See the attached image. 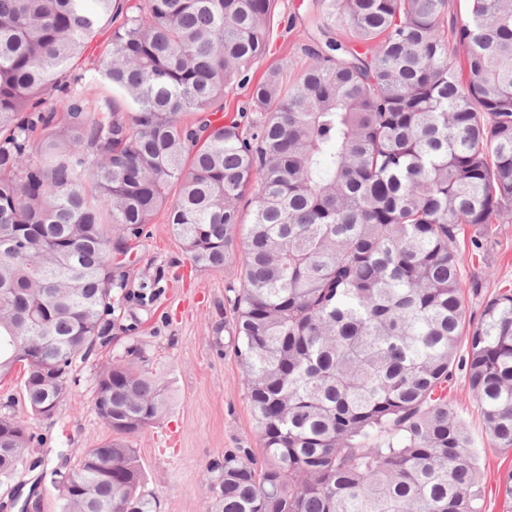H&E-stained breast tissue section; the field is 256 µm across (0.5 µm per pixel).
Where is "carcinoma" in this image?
<instances>
[{
	"label": "carcinoma",
	"mask_w": 512,
	"mask_h": 512,
	"mask_svg": "<svg viewBox=\"0 0 512 512\" xmlns=\"http://www.w3.org/2000/svg\"><path fill=\"white\" fill-rule=\"evenodd\" d=\"M274 4L0 0V376L23 363L30 410L59 408L111 326L113 252L166 209L197 266L240 268L262 456L224 453L215 512H481L448 389L465 370L512 450V289L459 356L454 243L512 210V0H467L458 29L448 0H315L324 44L292 80L281 65L255 82ZM114 14L94 73L59 81ZM91 81L107 91L94 109ZM234 88L254 131L216 122ZM97 384L113 437L54 472L63 512H156L131 438L166 390L132 359ZM31 441L0 411L1 483Z\"/></svg>",
	"instance_id": "cac0c4a2"
}]
</instances>
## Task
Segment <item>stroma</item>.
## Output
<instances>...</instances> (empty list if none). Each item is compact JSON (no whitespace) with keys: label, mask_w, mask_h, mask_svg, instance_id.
I'll return each instance as SVG.
<instances>
[{"label":"stroma","mask_w":512,"mask_h":512,"mask_svg":"<svg viewBox=\"0 0 512 512\" xmlns=\"http://www.w3.org/2000/svg\"><path fill=\"white\" fill-rule=\"evenodd\" d=\"M311 5L312 0H276L273 39L255 64V75L274 64L294 69L305 64L302 48L314 37ZM457 254L466 316L475 320L499 290L512 289V216L466 229ZM112 266L122 282L114 291L112 331L77 364V382L57 412L49 417L31 412L22 371L0 379V404L11 403L34 437L12 479L0 485V512H61V493L48 474L73 468L85 449L109 437L94 409L96 374L102 364L125 359L135 345L144 352L143 369L169 395L163 418L133 441L159 512H210L225 451L261 446L235 355L236 269L197 268L164 211L153 217L147 235L113 255ZM449 398L479 452L483 512H512L502 488L503 477L512 471V451L499 449L486 436L463 372L455 373Z\"/></svg>","instance_id":"35a3bbf8"}]
</instances>
